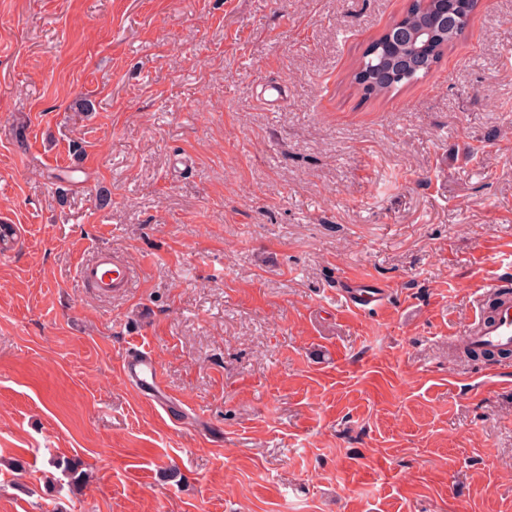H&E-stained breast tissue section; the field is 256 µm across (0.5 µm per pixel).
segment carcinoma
<instances>
[{"label": "carcinoma", "instance_id": "cac0c4a2", "mask_svg": "<svg viewBox=\"0 0 512 512\" xmlns=\"http://www.w3.org/2000/svg\"><path fill=\"white\" fill-rule=\"evenodd\" d=\"M477 6L478 0H410L392 26L409 30L429 27L427 51L416 56L408 46L394 50L388 45L389 35L383 32L371 41L353 69L351 83L365 95L383 96L428 75L464 34ZM445 13L455 19V26L441 24L440 16Z\"/></svg>", "mask_w": 512, "mask_h": 512}]
</instances>
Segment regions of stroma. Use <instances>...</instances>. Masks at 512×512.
I'll list each match as a JSON object with an SVG mask.
<instances>
[{"label":"stroma","instance_id":"obj_1","mask_svg":"<svg viewBox=\"0 0 512 512\" xmlns=\"http://www.w3.org/2000/svg\"><path fill=\"white\" fill-rule=\"evenodd\" d=\"M408 3L0 0V512H512V355L448 348L512 279V0L363 97ZM135 269L122 262L110 249L97 248L91 260L78 269L80 281L103 296L122 294L129 288ZM122 373L125 379L134 382L144 392L163 400L169 398L160 382V370L156 359L145 347L134 348L125 357Z\"/></svg>","mask_w":512,"mask_h":512}]
</instances>
